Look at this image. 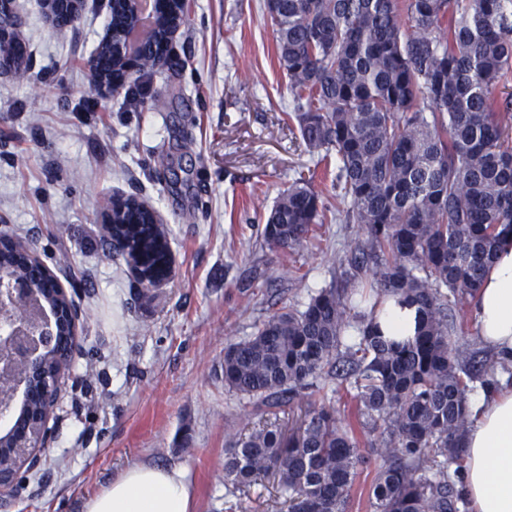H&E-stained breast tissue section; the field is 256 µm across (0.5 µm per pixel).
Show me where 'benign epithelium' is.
I'll use <instances>...</instances> for the list:
<instances>
[{"label": "benign epithelium", "instance_id": "obj_1", "mask_svg": "<svg viewBox=\"0 0 512 512\" xmlns=\"http://www.w3.org/2000/svg\"><path fill=\"white\" fill-rule=\"evenodd\" d=\"M46 21L50 28L65 32L78 19L84 0H42ZM16 0H0V17L9 16L8 26L0 23L15 47L16 55L27 57L21 37L22 15L15 7ZM58 3L69 5L72 20L56 23L53 8ZM112 49V29H106L97 49L89 57L87 66L94 78V88L115 92L123 87L129 76L141 70L144 60L126 55L119 72L103 69L100 53ZM135 274L142 284L156 287L171 275L169 258L143 255L139 257ZM41 289L25 280H10L0 284V378L10 384L8 392L0 397V418L7 426L0 429V504H8L18 493L22 471H33L42 463L43 452L55 442V431L49 426L50 416L58 403L65 373L78 349L80 315L71 302L65 311L55 307L45 312L40 303ZM70 324L71 335L60 334L61 318ZM53 353L62 364L58 372L45 369L43 357ZM37 398V408L24 402Z\"/></svg>", "mask_w": 512, "mask_h": 512}]
</instances>
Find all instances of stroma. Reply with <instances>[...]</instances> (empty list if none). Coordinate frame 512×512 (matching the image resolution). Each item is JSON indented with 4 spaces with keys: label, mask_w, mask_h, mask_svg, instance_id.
Returning a JSON list of instances; mask_svg holds the SVG:
<instances>
[{
    "label": "stroma",
    "mask_w": 512,
    "mask_h": 512,
    "mask_svg": "<svg viewBox=\"0 0 512 512\" xmlns=\"http://www.w3.org/2000/svg\"><path fill=\"white\" fill-rule=\"evenodd\" d=\"M265 0H186L165 66L95 112L87 60L107 26L85 0L59 33L40 0H19L32 69L0 80V225L78 281L80 350L54 412L57 438L6 512H84L125 467L182 465L195 512H287L273 477L224 483L226 436L262 426L224 386V348L268 316L339 281L360 225L321 226L293 258L263 242L264 218L298 177L339 210L323 168L283 121L286 80ZM135 197L160 217L169 281L140 284L100 248L109 200ZM461 359L490 356L471 304L450 312Z\"/></svg>",
    "instance_id": "stroma-1"
}]
</instances>
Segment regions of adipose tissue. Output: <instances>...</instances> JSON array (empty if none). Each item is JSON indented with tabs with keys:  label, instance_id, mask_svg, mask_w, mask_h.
I'll list each match as a JSON object with an SVG mask.
<instances>
[{
	"label": "adipose tissue",
	"instance_id": "1",
	"mask_svg": "<svg viewBox=\"0 0 512 512\" xmlns=\"http://www.w3.org/2000/svg\"><path fill=\"white\" fill-rule=\"evenodd\" d=\"M480 341L512 356V236L501 244L473 303ZM463 435V494L468 512H512V385L476 390ZM85 512H193L183 467L134 464L89 499Z\"/></svg>",
	"mask_w": 512,
	"mask_h": 512
}]
</instances>
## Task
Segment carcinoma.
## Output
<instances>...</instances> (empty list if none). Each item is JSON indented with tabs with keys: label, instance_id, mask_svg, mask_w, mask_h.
I'll use <instances>...</instances> for the list:
<instances>
[{
	"label": "carcinoma",
	"instance_id": "1",
	"mask_svg": "<svg viewBox=\"0 0 512 512\" xmlns=\"http://www.w3.org/2000/svg\"><path fill=\"white\" fill-rule=\"evenodd\" d=\"M275 53L306 151L336 166L332 189L366 240L343 285L321 288L303 309L269 316L224 348V385L264 416L307 402L298 432L268 422L232 439L224 481L250 487L269 473L290 512H349L356 479L377 454L371 512H461L460 436L471 384L488 388L512 365L459 361L448 320L472 300L502 238L512 233V0H266ZM112 7V46L124 24ZM297 179L265 217L264 243L303 246L317 224L339 220ZM128 239L123 258L164 240L132 197L112 201L103 239ZM43 286L20 248L0 244V279ZM393 297L415 305V335L382 334L376 312ZM358 336L346 343V333ZM353 380L361 440L337 417L322 383Z\"/></svg>",
	"mask_w": 512,
	"mask_h": 512
}]
</instances>
